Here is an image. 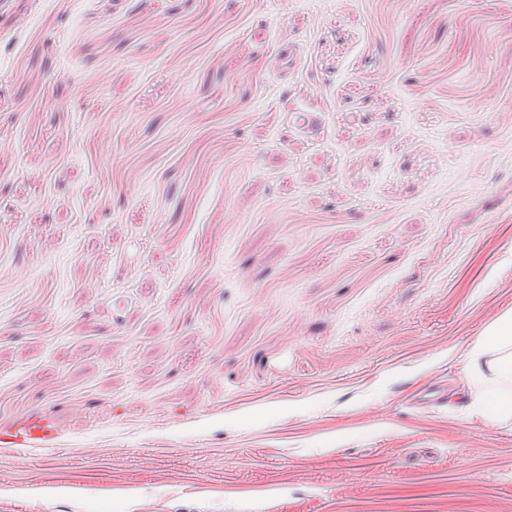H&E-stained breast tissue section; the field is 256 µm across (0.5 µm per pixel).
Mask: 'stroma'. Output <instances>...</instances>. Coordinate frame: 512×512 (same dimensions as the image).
Here are the masks:
<instances>
[{
  "label": "stroma",
  "mask_w": 512,
  "mask_h": 512,
  "mask_svg": "<svg viewBox=\"0 0 512 512\" xmlns=\"http://www.w3.org/2000/svg\"><path fill=\"white\" fill-rule=\"evenodd\" d=\"M509 309L512 0H0V512H512ZM466 372L475 393L469 414L512 424V312L504 313L476 338L467 356ZM52 423L42 422L39 418L23 415L17 425L0 443L11 448H33L54 437Z\"/></svg>",
  "instance_id": "1"
}]
</instances>
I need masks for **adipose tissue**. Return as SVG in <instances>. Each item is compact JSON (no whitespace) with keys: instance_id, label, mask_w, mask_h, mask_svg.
I'll return each instance as SVG.
<instances>
[{"instance_id":"adipose-tissue-1","label":"adipose tissue","mask_w":512,"mask_h":512,"mask_svg":"<svg viewBox=\"0 0 512 512\" xmlns=\"http://www.w3.org/2000/svg\"><path fill=\"white\" fill-rule=\"evenodd\" d=\"M466 372L475 393L470 415L512 424V312L504 313L476 338Z\"/></svg>"}]
</instances>
